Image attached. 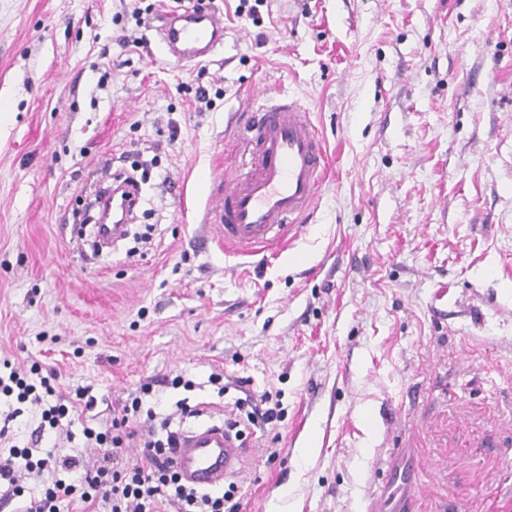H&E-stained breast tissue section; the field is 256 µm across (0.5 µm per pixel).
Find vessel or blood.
<instances>
[{
	"label": "vessel or blood",
	"instance_id": "b4317fda",
	"mask_svg": "<svg viewBox=\"0 0 512 512\" xmlns=\"http://www.w3.org/2000/svg\"><path fill=\"white\" fill-rule=\"evenodd\" d=\"M163 52L181 62H202L224 46V19L215 10L174 9L154 27ZM241 165L218 190L215 222L224 243L243 255L278 246L322 189L325 150L307 111L294 101L262 104L240 142ZM140 192L132 183L111 202L109 222L133 213ZM172 465L186 486L223 488L244 468V442L224 423L179 432ZM416 486L409 471H390L370 496L368 512H387L396 501L410 502Z\"/></svg>",
	"mask_w": 512,
	"mask_h": 512
}]
</instances>
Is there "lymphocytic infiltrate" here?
Here are the masks:
<instances>
[{
  "label": "lymphocytic infiltrate",
  "instance_id": "1",
  "mask_svg": "<svg viewBox=\"0 0 512 512\" xmlns=\"http://www.w3.org/2000/svg\"><path fill=\"white\" fill-rule=\"evenodd\" d=\"M56 368L32 364L29 375L10 369L0 375V395L12 397L16 407L0 411V441L8 440L9 425L21 411L20 404H43L42 419L50 428L63 429L71 410L92 411L97 399L91 386L76 389L74 398L57 393ZM154 381L141 384L138 396L110 407L109 417L98 427H84L82 434L87 459L60 455L58 448H9L0 455V500L15 503L14 512H240L235 500L238 486L229 483L222 495L197 491L183 485L171 467L167 454L175 441L170 419H163L167 433L162 439H145L135 459L124 455L138 432L130 426L133 413L143 399L154 392ZM82 469L80 482L68 480L73 469ZM55 472L56 477L37 496L28 495L21 482L23 474Z\"/></svg>",
  "mask_w": 512,
  "mask_h": 512
}]
</instances>
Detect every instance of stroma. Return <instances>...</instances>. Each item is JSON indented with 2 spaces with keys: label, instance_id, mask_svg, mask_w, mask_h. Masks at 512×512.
I'll return each mask as SVG.
<instances>
[{
  "label": "stroma",
  "instance_id": "stroma-1",
  "mask_svg": "<svg viewBox=\"0 0 512 512\" xmlns=\"http://www.w3.org/2000/svg\"><path fill=\"white\" fill-rule=\"evenodd\" d=\"M199 2L224 17L203 67L119 0H0V361L56 366L101 411L183 375L143 400L176 427L269 394L242 512H365L394 448L410 512H512V0ZM288 96L324 142L321 195L282 249L225 251L213 186ZM136 168L150 239L93 254L78 201ZM41 412L13 445L79 454L82 423L68 440Z\"/></svg>",
  "mask_w": 512,
  "mask_h": 512
}]
</instances>
